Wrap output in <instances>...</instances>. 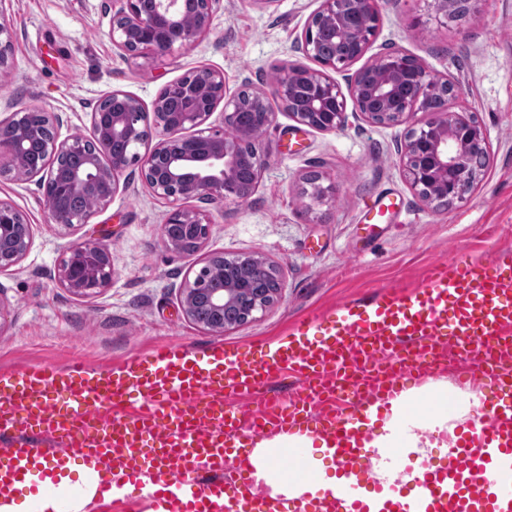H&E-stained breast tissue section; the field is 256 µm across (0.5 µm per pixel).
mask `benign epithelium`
I'll return each instance as SVG.
<instances>
[{
  "mask_svg": "<svg viewBox=\"0 0 512 512\" xmlns=\"http://www.w3.org/2000/svg\"><path fill=\"white\" fill-rule=\"evenodd\" d=\"M0 0V77L9 66L13 41ZM112 14V43L133 57L164 56L194 45L211 27L216 0H123ZM377 0H321L298 41L299 50L322 69L287 67L266 91L244 80L234 92L224 73L194 68L169 82L145 111L139 98L116 90L91 112L89 133L60 139L56 112L14 113L5 123L10 135L0 138V177L35 181L44 190L47 223L69 233L105 207L119 191L120 177L131 166L142 183L169 211L160 227L165 247L178 255L204 247L213 224L210 212L187 206L193 199L224 206L247 201L257 190L266 162L257 149L259 137L273 126L281 103L300 125L333 132L347 122V100L370 124L408 125L400 164L406 181L433 209L465 198L485 168L489 142L468 112L448 103L458 96L448 79L434 78L422 60L400 50L386 52L357 71L348 93L325 70H345L367 52L380 21ZM436 11L452 21L465 19L472 0H434ZM223 125L207 121L219 104ZM429 114L421 124L410 120ZM153 115V123L143 117ZM159 141L151 146L152 132ZM144 152H139V148ZM96 202L92 209L71 210L77 198ZM33 224L16 205L0 198V273L17 266L33 240ZM227 258L212 253L186 276L180 305L188 320L210 331L243 326L282 297L281 267L252 253ZM112 252L104 241H84L61 255L55 278L72 294L88 297L112 283Z\"/></svg>",
  "mask_w": 512,
  "mask_h": 512,
  "instance_id": "benign-epithelium-1",
  "label": "benign epithelium"
}]
</instances>
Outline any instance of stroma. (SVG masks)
I'll return each mask as SVG.
<instances>
[{
    "label": "stroma",
    "mask_w": 512,
    "mask_h": 512,
    "mask_svg": "<svg viewBox=\"0 0 512 512\" xmlns=\"http://www.w3.org/2000/svg\"><path fill=\"white\" fill-rule=\"evenodd\" d=\"M320 0H217L207 33L194 46L158 58H132L113 45L112 14L119 0H8L13 56L0 79V121L24 108L63 118L60 138L88 133L96 101L115 90L151 106L169 82L207 66L224 74L228 90L243 80L266 89L279 67H314L297 41ZM380 23L364 56L399 49L454 82L451 110L472 113L490 143L489 161L462 202L426 206L404 178L401 126L379 127L349 113L335 132L297 124L279 111L258 140L266 160L260 185L244 203L211 207L214 224L203 253L175 255L160 235L167 208L129 168L112 201L70 235L47 222L36 182L0 178L34 226L31 248L0 274L8 314L0 323V374L80 359L121 366L159 342L199 351L251 341L274 343L314 309L371 301L376 289L417 285L428 266L467 255L487 260L512 250V0H477L469 17L449 21L432 0H379ZM319 174L322 202L300 197L306 175ZM89 239L107 241L114 276L108 288L78 297L54 279L63 251ZM206 253H261L281 266V300L252 322L212 333L182 313L180 288ZM411 414L440 411L432 386L448 385L458 410L482 397L479 387L445 369L431 373Z\"/></svg>",
    "instance_id": "stroma-1"
}]
</instances>
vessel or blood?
Wrapping results in <instances>:
<instances>
[{
  "mask_svg": "<svg viewBox=\"0 0 512 512\" xmlns=\"http://www.w3.org/2000/svg\"><path fill=\"white\" fill-rule=\"evenodd\" d=\"M486 390L477 420L440 466L405 492L370 491L361 439L367 404L395 397L448 349ZM201 352L162 343L120 368L76 363L0 377V496L59 494L57 471L96 458L98 500L123 490L164 512H512V253L454 259L412 289L386 287L370 306L299 319L274 353ZM291 379L289 398L273 392ZM306 430L331 442L342 477L330 501L294 505L251 477L256 440Z\"/></svg>",
  "mask_w": 512,
  "mask_h": 512,
  "instance_id": "obj_1",
  "label": "vessel or blood"
}]
</instances>
